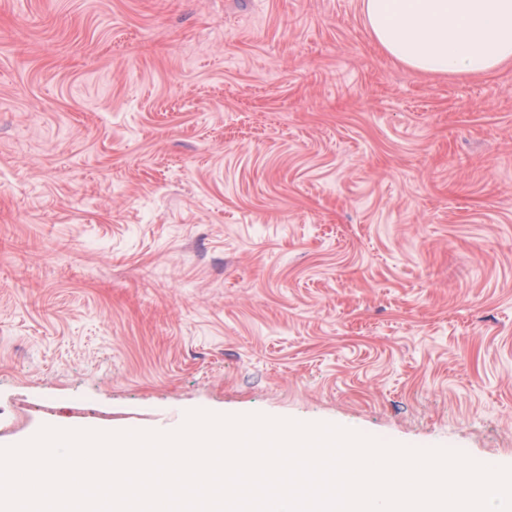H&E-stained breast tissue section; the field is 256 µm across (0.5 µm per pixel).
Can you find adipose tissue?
<instances>
[{
  "mask_svg": "<svg viewBox=\"0 0 512 512\" xmlns=\"http://www.w3.org/2000/svg\"><path fill=\"white\" fill-rule=\"evenodd\" d=\"M390 56L426 73L480 74L512 60V0H363Z\"/></svg>",
  "mask_w": 512,
  "mask_h": 512,
  "instance_id": "adipose-tissue-1",
  "label": "adipose tissue"
}]
</instances>
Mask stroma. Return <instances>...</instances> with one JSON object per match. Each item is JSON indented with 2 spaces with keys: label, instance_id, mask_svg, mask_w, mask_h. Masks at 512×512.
I'll return each mask as SVG.
<instances>
[{
  "label": "stroma",
  "instance_id": "obj_1",
  "mask_svg": "<svg viewBox=\"0 0 512 512\" xmlns=\"http://www.w3.org/2000/svg\"><path fill=\"white\" fill-rule=\"evenodd\" d=\"M362 0H0V422L261 413L512 466V61ZM390 56L422 72L480 74L512 60V0H363Z\"/></svg>",
  "mask_w": 512,
  "mask_h": 512
}]
</instances>
